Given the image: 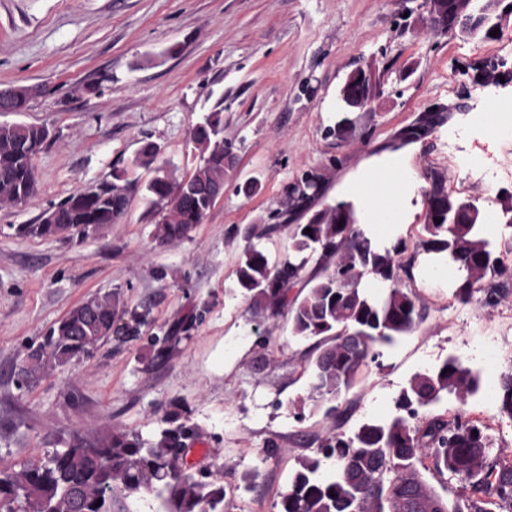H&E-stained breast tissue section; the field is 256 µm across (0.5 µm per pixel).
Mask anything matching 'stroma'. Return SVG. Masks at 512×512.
Segmentation results:
<instances>
[{
  "mask_svg": "<svg viewBox=\"0 0 512 512\" xmlns=\"http://www.w3.org/2000/svg\"><path fill=\"white\" fill-rule=\"evenodd\" d=\"M424 13L423 0H0V88L36 90L26 111L0 113V124L50 131L34 160L35 194L23 205H0V460L43 456L102 424L149 437L184 406L204 432L190 457L202 452L222 463L229 490L256 471L245 512H277L294 455L317 447L326 429L321 416L294 415L307 395L312 346L292 336L287 316L264 319L228 290L250 244L247 228L315 168L325 175L327 203L354 200L369 171L410 169L414 180L390 235L411 244L424 234L429 171L444 174L451 188L468 169L494 172L458 190L479 198L509 289L494 306L479 293L462 303L455 274L405 253L402 286L419 323L383 347L379 363L349 390L341 430L394 414L411 375L447 357L483 373L512 371V226L499 203L512 195V134L489 133L483 113L490 102H512V15L460 38L425 32ZM369 61L383 73L381 93L372 111L354 115L350 140H337L327 129L336 122L338 89ZM490 70L500 83L481 79ZM219 100L237 163L223 198L187 239H154L141 188L151 174L143 169L126 214L102 234L81 242L16 235V225L37 223L50 204L111 179L142 141L159 146L175 178L189 176L198 163L193 128ZM434 108L446 119L431 136L391 149L398 130ZM252 179L260 190L239 192ZM112 292L126 309L150 308L139 338L104 341L36 387L16 385L11 362L25 346L92 295ZM191 312L202 315L191 339L156 364L150 336ZM262 334L270 338L264 348ZM490 336L498 342L492 366L477 350ZM499 407L480 394L433 411L485 421L496 450L512 456V420ZM272 441L281 452L270 457Z\"/></svg>",
  "mask_w": 512,
  "mask_h": 512,
  "instance_id": "obj_1",
  "label": "stroma"
}]
</instances>
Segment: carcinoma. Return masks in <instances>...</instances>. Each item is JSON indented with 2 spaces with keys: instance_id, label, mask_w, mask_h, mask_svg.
I'll use <instances>...</instances> for the list:
<instances>
[{
  "instance_id": "obj_1",
  "label": "carcinoma",
  "mask_w": 512,
  "mask_h": 512,
  "mask_svg": "<svg viewBox=\"0 0 512 512\" xmlns=\"http://www.w3.org/2000/svg\"><path fill=\"white\" fill-rule=\"evenodd\" d=\"M489 20L485 5L471 0L461 33L474 36ZM223 111L221 98L195 125L192 144L200 164L191 175L173 178L158 163L159 146L145 141L129 166L112 171V181L64 198L55 205L59 215L53 221L21 224L17 234L82 241L101 232L124 216L136 171L144 168L153 172L144 198L148 215L156 219V238L162 244L187 238L213 206L207 191L224 186L226 172L236 162L224 142ZM444 119L440 112L423 114L394 136L391 148L428 137ZM48 138L44 126L0 124V204L17 206L33 196V159ZM309 176L315 194L285 186L281 207L269 213L266 223L248 229L250 239L289 230L291 256L272 263L250 246L239 259L235 280L250 309L269 319L285 312L294 336L314 340V355L304 368L310 373L308 405L299 406L298 417L304 418L307 408L333 422L317 448L295 457L288 486L279 495V512H492L487 508L491 498L505 512L512 507V460L492 454L488 426L460 412L431 413L449 395L463 404L480 390L479 375L458 358L415 373L401 390L392 417L365 421L348 435L336 431L345 396L364 369L382 356L378 347L392 346L412 333L419 313L413 295L401 287L400 256L406 242L379 244L364 225L352 223L351 202L312 210L323 195L325 177L317 171ZM427 181L425 235L416 247L439 265L455 266L461 301L469 302L483 290L486 304L497 303L502 293L482 286L487 275H503L487 238L483 210L461 211L463 198L448 193L443 174L432 171ZM312 261L316 269L308 274ZM366 275L384 289L363 287ZM119 302L117 292L93 296L54 323L13 361L18 387L37 385L55 368L111 337L125 341L139 336L149 311L130 312ZM198 319L187 315L165 336L152 337L156 360L169 359ZM500 413L512 420V372L500 378ZM202 436L187 410L164 417L150 438L112 426L76 434L38 460L1 462L0 504L10 512H120L128 499L148 494L158 502L155 512H231L224 473L198 476L187 464L189 446ZM427 471L456 480L467 494L448 501L425 479Z\"/></svg>"
}]
</instances>
